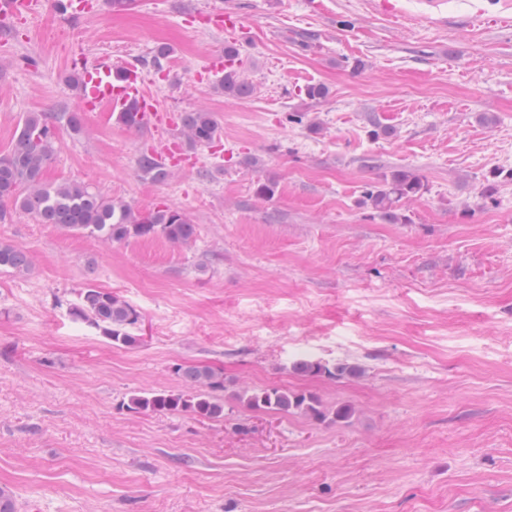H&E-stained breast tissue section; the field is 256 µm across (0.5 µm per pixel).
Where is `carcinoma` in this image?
Instances as JSON below:
<instances>
[{"mask_svg":"<svg viewBox=\"0 0 512 512\" xmlns=\"http://www.w3.org/2000/svg\"><path fill=\"white\" fill-rule=\"evenodd\" d=\"M224 94L238 99L252 95V85L232 66L224 71L221 83ZM182 134L195 148L214 143L219 126L210 112H186L181 117ZM58 143L56 126L43 113L29 112L17 128L14 146L0 154V204L10 202L35 215L42 224H57L72 231L120 241L130 237L163 238L174 244H188L196 236V227L181 211L163 206L133 211L95 191L88 185L67 183L48 185L45 171ZM139 169L154 179L167 176V169L152 154L144 152ZM423 178L412 170L400 169L383 177L367 190L363 203L380 214L398 217L402 207L421 198ZM30 258L21 248L0 242V271L23 272ZM81 321L112 343L133 346L140 338L132 329L140 321V313L121 296L99 288H85L78 303L69 309ZM294 368L306 375L336 379L351 372L342 364L317 359H303ZM178 374L193 386L191 391L143 392L133 394L122 404L127 412L190 413L208 421L224 420V373L206 364L177 367ZM254 410H295L309 419L323 423L328 419L319 398L306 392H290L277 387L245 390L238 395Z\"/></svg>","mask_w":512,"mask_h":512,"instance_id":"1","label":"carcinoma"}]
</instances>
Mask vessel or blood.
Listing matches in <instances>:
<instances>
[{
	"label": "vessel or blood",
	"instance_id": "1",
	"mask_svg": "<svg viewBox=\"0 0 512 512\" xmlns=\"http://www.w3.org/2000/svg\"><path fill=\"white\" fill-rule=\"evenodd\" d=\"M45 0H0V22L11 24L24 21L40 13ZM106 0H59L57 9L62 19H93L102 17ZM209 28L223 33L228 39L238 38L243 29L237 13L212 10L206 12ZM81 100L84 110L94 111L108 106L111 111L122 112L134 108L139 121L160 129L172 118L162 112L144 86L142 73L135 67H117L111 56L103 55L92 63L79 66Z\"/></svg>",
	"mask_w": 512,
	"mask_h": 512
}]
</instances>
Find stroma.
I'll return each mask as SVG.
<instances>
[{
  "label": "stroma",
  "instance_id": "stroma-1",
  "mask_svg": "<svg viewBox=\"0 0 512 512\" xmlns=\"http://www.w3.org/2000/svg\"><path fill=\"white\" fill-rule=\"evenodd\" d=\"M400 2L415 19L370 0H129L70 26L45 10L20 40L0 26V153L26 113L82 112L71 63L102 54L221 130L155 180L143 146L179 126L135 132L103 109L82 133L57 125L47 183L179 209L190 244L106 242L7 205L0 241L31 260L0 271V487L17 512H512V29L493 5L461 28ZM212 9L241 17L250 98L195 80L228 43L196 18ZM395 167L427 184L403 222L361 203ZM89 286L140 311L139 345L70 316ZM303 357L359 371L309 376ZM196 363L224 372V421L123 409L188 390L177 369ZM273 386L354 413L316 424L235 398Z\"/></svg>",
  "mask_w": 512,
  "mask_h": 512
}]
</instances>
